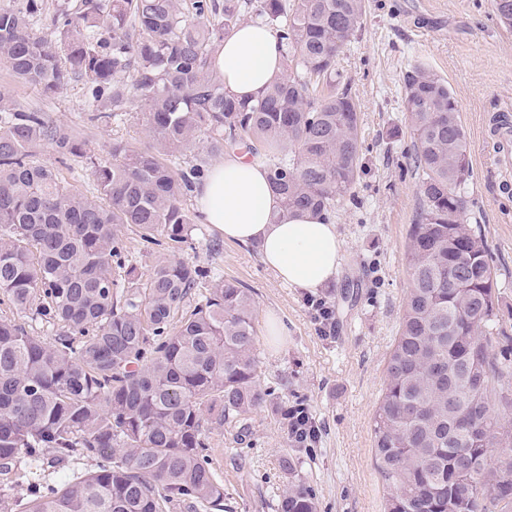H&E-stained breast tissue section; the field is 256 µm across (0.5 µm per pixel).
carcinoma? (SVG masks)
<instances>
[{
  "label": "carcinoma",
  "instance_id": "cac0c4a2",
  "mask_svg": "<svg viewBox=\"0 0 512 512\" xmlns=\"http://www.w3.org/2000/svg\"><path fill=\"white\" fill-rule=\"evenodd\" d=\"M43 0L0 6V61L54 93L87 87L112 115L134 102L151 148L112 143L92 165L97 194L33 160L82 141L0 90V294L57 328L51 342L0 319V469L42 472L29 512H223L204 415L236 433L267 406L254 298L178 255L198 215L185 197L206 177L173 159L206 140L268 165L285 212L329 216L360 178L359 105L340 54L365 0H81L33 32ZM265 18L284 73L242 101L224 89L217 50L241 6ZM512 27V0H493ZM421 208L407 242L402 324L373 416L386 512H512V336L498 335L499 292L481 229L467 223V137L448 83L417 66L404 78ZM160 249L147 278L127 264L120 228ZM207 295L198 300L200 288ZM497 448L511 455L494 459ZM291 448L277 512H318ZM96 462L91 472L81 462Z\"/></svg>",
  "mask_w": 512,
  "mask_h": 512
}]
</instances>
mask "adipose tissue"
Here are the masks:
<instances>
[{
    "label": "adipose tissue",
    "mask_w": 512,
    "mask_h": 512,
    "mask_svg": "<svg viewBox=\"0 0 512 512\" xmlns=\"http://www.w3.org/2000/svg\"><path fill=\"white\" fill-rule=\"evenodd\" d=\"M216 64L225 89L240 100L254 99L282 72L276 36L252 22L225 39ZM196 199L205 222L225 240L258 244L263 264L280 282L314 291L334 278L341 250L334 224L309 212L284 213L267 167L227 155L197 188Z\"/></svg>",
    "instance_id": "ef3b65f1"
}]
</instances>
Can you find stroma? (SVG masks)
<instances>
[{
	"mask_svg": "<svg viewBox=\"0 0 512 512\" xmlns=\"http://www.w3.org/2000/svg\"><path fill=\"white\" fill-rule=\"evenodd\" d=\"M366 3V21L338 64L360 105L361 172L353 199L331 216L341 259L334 280L318 295L334 312L333 333H318L306 291L278 281L257 246L226 241L200 222L182 250L211 279L252 289L262 381L277 399L307 403L319 428V443L301 454L298 465L319 512H385L389 494L374 465L372 421L408 288L407 232L420 211L419 185L403 156L411 133L402 85L412 67L430 70L455 94L470 148L471 221L487 239L500 329L512 336V193L499 190L512 182V166L492 149L493 117L512 114V28L497 21L491 0ZM0 90L78 134L86 156L61 161L43 145L36 157L84 194H95L91 163L109 158L113 142L148 143L140 105L103 117L82 83L46 94L18 81L2 62ZM271 316L282 322L284 335L268 336ZM204 427L210 465L224 486V512H276L285 483L280 459L288 446L277 414H253L243 438L209 421Z\"/></svg>",
	"mask_w": 512,
	"mask_h": 512,
	"instance_id": "1",
	"label": "stroma"
}]
</instances>
